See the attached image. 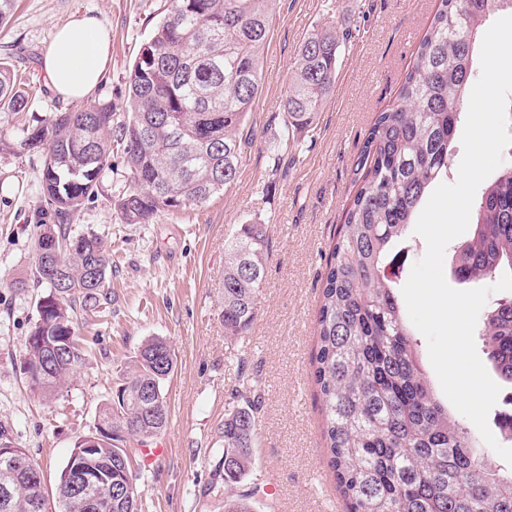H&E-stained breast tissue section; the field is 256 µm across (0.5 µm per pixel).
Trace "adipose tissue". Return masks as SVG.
Masks as SVG:
<instances>
[{
    "instance_id": "1",
    "label": "adipose tissue",
    "mask_w": 512,
    "mask_h": 512,
    "mask_svg": "<svg viewBox=\"0 0 512 512\" xmlns=\"http://www.w3.org/2000/svg\"><path fill=\"white\" fill-rule=\"evenodd\" d=\"M111 58V37L105 22L76 14L57 27L42 64L52 90L65 100L83 101L96 91Z\"/></svg>"
}]
</instances>
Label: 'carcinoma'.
Segmentation results:
<instances>
[{
	"mask_svg": "<svg viewBox=\"0 0 512 512\" xmlns=\"http://www.w3.org/2000/svg\"><path fill=\"white\" fill-rule=\"evenodd\" d=\"M280 0H167L128 74L122 116L112 104L59 110L22 131L19 147L44 152L40 231L33 283L56 290L37 336L68 341L69 361L45 359L26 343L21 370L45 375L50 397L84 360L79 320L100 312L112 274L91 231L73 233L70 215L95 198L113 149L122 150L129 189L114 203L124 224H147L160 212L206 202L234 184L246 157L244 125L261 85V60ZM512 0H440L396 101L378 113L358 163L362 186L348 207L323 273L313 378L324 406L328 468L350 512H512V466L481 447L433 390L398 295L399 272L413 252L409 236L433 183L448 175L482 30ZM310 34L294 61L283 103L285 135L307 132L336 83L344 37ZM28 95L0 66V110H21ZM473 235L457 247L453 277L461 285L512 272V169L497 172L472 206ZM66 247L63 264L41 252L44 240ZM269 258L268 224L240 225L225 242L224 335L249 336ZM493 370L512 385V294L500 298L476 330ZM171 352L162 339L141 345L99 420L112 430L94 452L110 467L115 443L146 434L151 417L168 423L166 379L158 362ZM247 380L226 399L224 482L209 487L224 512H262L257 491L229 497L224 489L255 464L257 402ZM31 475L0 460V512H35ZM59 512H127L106 486L61 502Z\"/></svg>",
	"mask_w": 512,
	"mask_h": 512,
	"instance_id": "obj_1",
	"label": "carcinoma"
}]
</instances>
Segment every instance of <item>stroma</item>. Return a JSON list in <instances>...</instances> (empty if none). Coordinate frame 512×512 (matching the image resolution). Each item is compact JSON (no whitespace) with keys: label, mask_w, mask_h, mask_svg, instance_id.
<instances>
[{"label":"stroma","mask_w":512,"mask_h":512,"mask_svg":"<svg viewBox=\"0 0 512 512\" xmlns=\"http://www.w3.org/2000/svg\"><path fill=\"white\" fill-rule=\"evenodd\" d=\"M438 0H280L248 126L252 142L235 183L206 203L162 212L147 224L122 223L113 207L126 192L128 169L113 154L97 197L70 218L77 233L94 232L112 261L102 315L80 328L86 360L55 397L31 392L19 362L36 317L40 288L30 285L40 207L42 154L16 143L34 118L81 102L49 87L42 55L56 27L73 14L102 18L112 55L94 103L123 109L128 72L166 9L165 0H17L0 25V62L33 98L0 111V429L37 461L54 496L79 437L90 433L111 401L121 371L146 340H165L175 371L165 384L169 423L153 439L128 438L141 512H223L205 495L217 470L215 448L225 397L240 372L257 374L256 461L235 495L257 491L272 512H327L335 492L322 440V402L311 377L317 346L321 275L336 230L362 184L357 168L366 134L390 106L411 68ZM347 29L336 85L316 127L288 144L282 109L294 79V56L313 32ZM268 224L270 255L258 314L249 336L224 335L218 309L224 244L246 222ZM164 445L145 462L143 450Z\"/></svg>","instance_id":"obj_1"}]
</instances>
